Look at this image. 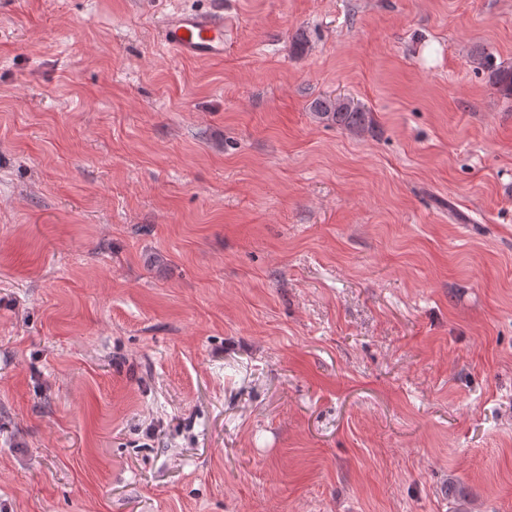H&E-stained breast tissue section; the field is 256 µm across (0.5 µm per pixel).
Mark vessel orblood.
Returning a JSON list of instances; mask_svg holds the SVG:
<instances>
[{"instance_id":"obj_1","label":"vessel or blood","mask_w":512,"mask_h":512,"mask_svg":"<svg viewBox=\"0 0 512 512\" xmlns=\"http://www.w3.org/2000/svg\"><path fill=\"white\" fill-rule=\"evenodd\" d=\"M158 34L172 52L183 58H207L224 52V18L220 15L171 13L159 20Z\"/></svg>"}]
</instances>
